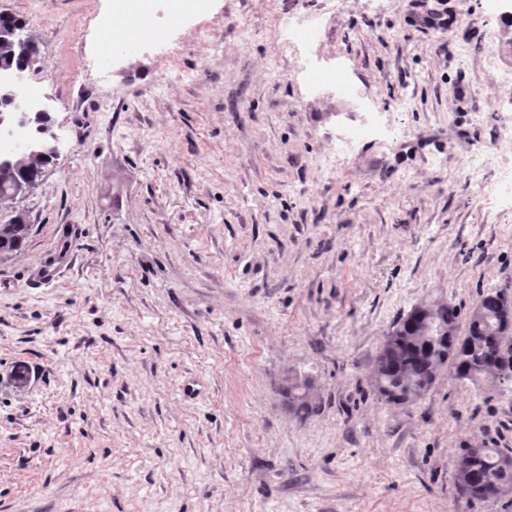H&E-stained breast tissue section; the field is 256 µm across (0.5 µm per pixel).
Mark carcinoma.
Returning a JSON list of instances; mask_svg holds the SVG:
<instances>
[{
	"label": "carcinoma",
	"mask_w": 512,
	"mask_h": 512,
	"mask_svg": "<svg viewBox=\"0 0 512 512\" xmlns=\"http://www.w3.org/2000/svg\"><path fill=\"white\" fill-rule=\"evenodd\" d=\"M0 62L19 73L30 69L31 58L8 43H0ZM38 164L13 173L0 172V197L11 192L17 180L37 178ZM32 230L26 220L12 224L0 235V253L22 251ZM504 299L485 296L479 306L480 315L470 318L467 333L458 335V315L455 308L440 303L422 320L407 315L398 322L402 333L386 336L376 358L374 388L388 403L405 405L421 399L432 387L438 371L452 362L459 380H475L492 375L503 386H512V366L505 356L512 354V322L503 318ZM307 380L292 381L288 391L297 413L308 415L314 406L306 396ZM512 448H465L461 454L456 479L479 487L488 481L512 488Z\"/></svg>",
	"instance_id": "carcinoma-1"
}]
</instances>
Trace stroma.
I'll return each mask as SVG.
<instances>
[{"label":"stroma","mask_w":512,"mask_h":512,"mask_svg":"<svg viewBox=\"0 0 512 512\" xmlns=\"http://www.w3.org/2000/svg\"><path fill=\"white\" fill-rule=\"evenodd\" d=\"M446 2L434 30L436 0H207L105 67L106 0H0L60 151L0 256V512H512L454 483L462 448H512L511 391L450 364L410 405L373 387L415 305L464 325L512 290V198L466 178L512 128V41ZM294 14L401 135L334 156L361 114L308 94ZM320 28L319 20L306 15H291L288 17V45L301 48L312 42ZM32 230L31 224L22 219L17 224H11L3 235H0V253L13 254L22 251L23 246ZM307 382L308 380L305 379L291 381L288 387L294 409L297 413H302L303 415H308L314 410L311 400L306 396L305 392H303L306 387H308Z\"/></svg>","instance_id":"obj_1"}]
</instances>
